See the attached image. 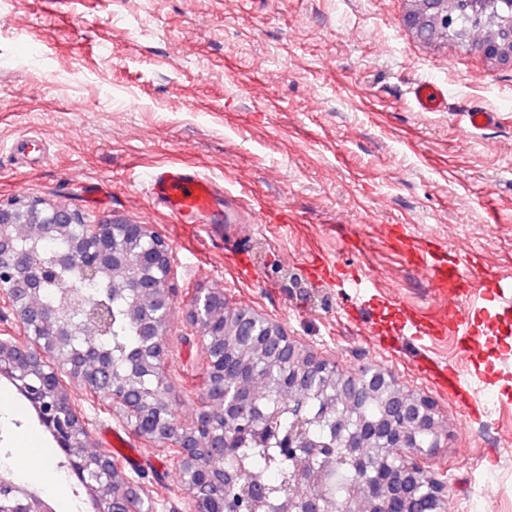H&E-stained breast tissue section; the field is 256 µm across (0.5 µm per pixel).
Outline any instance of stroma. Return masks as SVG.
Instances as JSON below:
<instances>
[{
	"mask_svg": "<svg viewBox=\"0 0 512 512\" xmlns=\"http://www.w3.org/2000/svg\"><path fill=\"white\" fill-rule=\"evenodd\" d=\"M439 79L448 105L417 111L407 93ZM499 113L486 130L461 114ZM38 135L27 167L12 148ZM194 167L252 203L286 207L289 227L175 224L140 176ZM56 198L98 218L147 224L170 244L169 397L182 427L200 411L205 354L186 314L193 294L219 287L340 370L377 366L430 398L445 434L430 467L452 512H512V307L475 315L473 337L405 336L403 307L436 301L421 267L382 241L407 223L512 276V68L454 47L423 48L403 0H0V202ZM371 279L357 295L308 269L313 254ZM454 368L444 389L420 357ZM96 448L132 441L130 478L156 512H185L170 449L134 437L122 418L66 380ZM35 444L61 450L32 406L0 412V456Z\"/></svg>",
	"mask_w": 512,
	"mask_h": 512,
	"instance_id": "35a3bbf8",
	"label": "stroma"
}]
</instances>
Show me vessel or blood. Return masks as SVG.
Here are the masks:
<instances>
[{"label": "vessel or blood", "instance_id": "vessel-or-blood-1", "mask_svg": "<svg viewBox=\"0 0 512 512\" xmlns=\"http://www.w3.org/2000/svg\"><path fill=\"white\" fill-rule=\"evenodd\" d=\"M409 94L420 111L441 109L445 89L432 80H420L409 89ZM145 190L153 203L164 210L177 224H237L242 220L237 200L224 195L218 185L199 171L184 165L159 166L147 173ZM257 224H284L288 221L285 207L263 205L252 211ZM416 263L425 270L434 291L443 305L432 319L422 320L407 313L404 325L412 335L453 336L467 333L468 314L460 310L458 299L463 290L482 289V301H512V279L491 274H475L472 257H453L440 262L433 247L427 246L415 254Z\"/></svg>", "mask_w": 512, "mask_h": 512}]
</instances>
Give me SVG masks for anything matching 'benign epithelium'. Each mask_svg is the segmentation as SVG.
<instances>
[{
    "instance_id": "benign-epithelium-1",
    "label": "benign epithelium",
    "mask_w": 512,
    "mask_h": 512,
    "mask_svg": "<svg viewBox=\"0 0 512 512\" xmlns=\"http://www.w3.org/2000/svg\"><path fill=\"white\" fill-rule=\"evenodd\" d=\"M476 49L500 65L512 67V41L499 44L487 42L476 45ZM22 215L28 221L27 228L36 234L47 237H69L71 248L80 249L88 268L100 269L111 275V282L133 270L138 277L139 287L150 291L159 309L169 312L174 297L172 285V250L168 242L147 224L133 221H96L78 209H71L58 203L49 204L40 197L15 199L0 202V217L14 218ZM14 224L0 223V308L12 316L17 333L0 337V374L26 394L38 411L40 421L52 428L61 423L53 408V403L45 400L50 393L59 392L58 373L46 365L45 353L31 335L52 336L59 344L69 331L56 325L54 314L32 306L30 299L34 285L43 279L48 269L35 263L30 253H18L12 245ZM134 238L138 248H130L129 238ZM64 304L87 315V323L99 325L105 319V312L98 306H88L83 290L74 286L63 289ZM191 327H199L198 341L210 360V384L207 398L210 402L227 405L224 393V348L217 347L213 336L241 337L244 327L255 319L254 310L239 308L235 319L224 318V290L208 288L196 294L187 311ZM148 336L156 340L162 350H167L166 317L155 318L145 324ZM267 337L263 342L271 358L288 355L290 367L297 373L308 368L336 376V392H348L351 385H359L364 392L382 401L387 409L381 418L366 420L352 432L345 441V449L350 460L362 461L360 450L371 447L372 443L393 442L402 449L401 457L392 462L380 464L372 460L363 461L360 473L369 493L371 512H409L399 498L400 489L411 481H417L421 468L413 461L411 449L426 447L430 451L439 447V424L433 402L425 397H415L403 392L379 369L366 372L358 379L345 378L336 362L320 359L312 352L295 343L276 323H269ZM79 377L85 389L97 396L105 391L106 381L111 377V368L94 360L77 366ZM68 424L63 426L58 439L67 448H84L82 461L75 463L74 472L90 492L93 512H151L146 504L151 502L149 489L144 484L134 483L122 477L117 464L103 450L87 451L90 434L87 422L81 412L71 402H66ZM175 424L172 407L155 409L150 426V434L157 443L175 451L176 464L183 476V494L188 512H204L201 500L195 492V480L199 475L196 465L198 441L202 435L210 436L212 447H224V439L215 434L210 422L209 411H203L196 428L188 429L182 438L171 443L167 441L168 429ZM434 436L431 444L418 442L417 434ZM314 454L306 441L288 437V455L295 461ZM312 480V471L297 465L293 486L281 494V512H298V489ZM100 488L110 489V497H104ZM12 497L17 504L13 512H53L51 505L40 499L35 492L16 484L11 473L0 471V492Z\"/></svg>"
}]
</instances>
